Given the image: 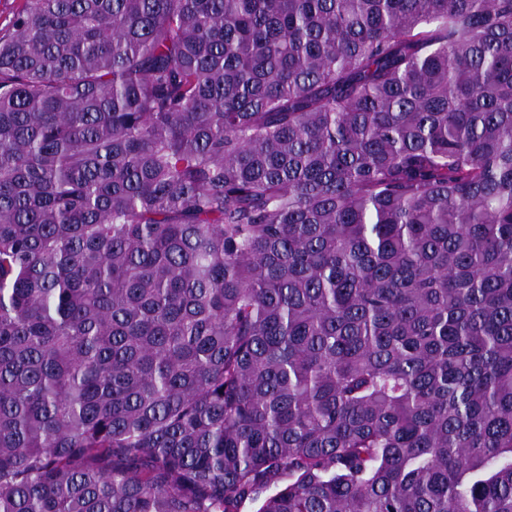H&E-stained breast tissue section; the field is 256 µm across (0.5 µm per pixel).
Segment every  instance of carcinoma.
<instances>
[{
  "instance_id": "obj_1",
  "label": "carcinoma",
  "mask_w": 512,
  "mask_h": 512,
  "mask_svg": "<svg viewBox=\"0 0 512 512\" xmlns=\"http://www.w3.org/2000/svg\"><path fill=\"white\" fill-rule=\"evenodd\" d=\"M10 29L0 512H512V0Z\"/></svg>"
}]
</instances>
